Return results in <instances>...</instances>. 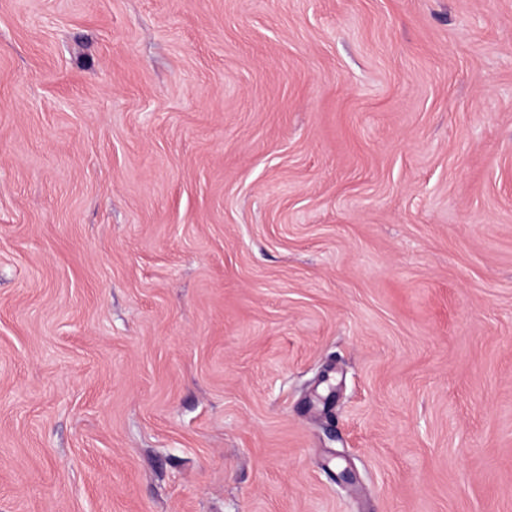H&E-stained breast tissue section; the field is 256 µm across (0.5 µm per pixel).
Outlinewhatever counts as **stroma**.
<instances>
[{"label": "stroma", "mask_w": 512, "mask_h": 512, "mask_svg": "<svg viewBox=\"0 0 512 512\" xmlns=\"http://www.w3.org/2000/svg\"><path fill=\"white\" fill-rule=\"evenodd\" d=\"M0 512H512V0H0Z\"/></svg>", "instance_id": "obj_1"}]
</instances>
